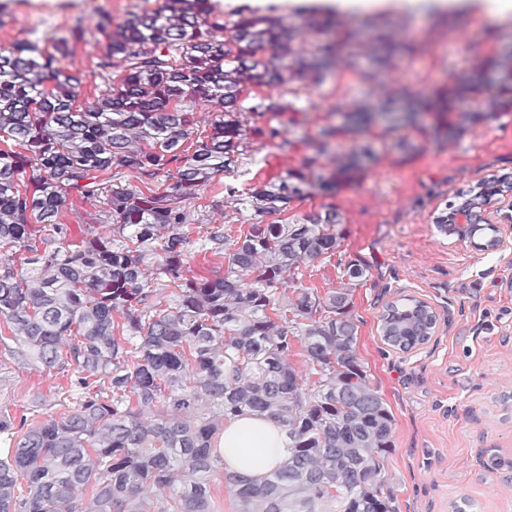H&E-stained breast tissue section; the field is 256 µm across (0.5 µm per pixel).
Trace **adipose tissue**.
I'll use <instances>...</instances> for the list:
<instances>
[{
    "instance_id": "obj_1",
    "label": "adipose tissue",
    "mask_w": 512,
    "mask_h": 512,
    "mask_svg": "<svg viewBox=\"0 0 512 512\" xmlns=\"http://www.w3.org/2000/svg\"><path fill=\"white\" fill-rule=\"evenodd\" d=\"M220 448L232 470L256 477L274 469L287 456L288 438L266 417L244 415L226 423Z\"/></svg>"
}]
</instances>
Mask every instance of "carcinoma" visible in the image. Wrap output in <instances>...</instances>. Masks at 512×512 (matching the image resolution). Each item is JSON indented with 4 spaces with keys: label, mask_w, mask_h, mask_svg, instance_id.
I'll list each match as a JSON object with an SVG mask.
<instances>
[{
    "label": "carcinoma",
    "mask_w": 512,
    "mask_h": 512,
    "mask_svg": "<svg viewBox=\"0 0 512 512\" xmlns=\"http://www.w3.org/2000/svg\"><path fill=\"white\" fill-rule=\"evenodd\" d=\"M109 43L97 62L98 101L76 104L83 79L62 64L82 17L41 45L24 40L0 51V317L18 364L74 377L77 404L29 428L0 414L12 443L0 458V512H216L211 477L223 456L224 423L266 416L288 438V455L255 478L225 469L237 512H396L385 473L393 415L355 353L358 326L349 288L324 297L284 285L294 271L336 250V212L292 224L256 222L237 237L212 215L195 218L196 188L233 172L250 137L274 139L276 126H244L242 85H280L296 59L284 25L250 11L223 34L224 20L203 0H164L122 23L100 15ZM336 50L303 63L310 77L335 64ZM215 107L211 132L194 137L191 107ZM273 118L288 103L254 105ZM297 172L249 189L242 204L281 212L314 183L350 175ZM146 195L121 184L124 172ZM108 173L111 179L100 175ZM28 182L33 191L21 192ZM100 204L93 223H56L71 192ZM462 235L448 216L437 227L485 248L498 228L466 202ZM194 252L222 258L204 275ZM170 291L162 297L164 291ZM383 340L408 352L434 332V315L402 298L381 315ZM301 346L307 372L288 355Z\"/></svg>",
    "instance_id": "obj_1"
}]
</instances>
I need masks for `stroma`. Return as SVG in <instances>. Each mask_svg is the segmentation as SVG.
<instances>
[{
    "label": "stroma",
    "mask_w": 512,
    "mask_h": 512,
    "mask_svg": "<svg viewBox=\"0 0 512 512\" xmlns=\"http://www.w3.org/2000/svg\"><path fill=\"white\" fill-rule=\"evenodd\" d=\"M163 0H0L10 18L0 26V49L25 39L50 43L73 16L85 35L74 41L64 67L82 74L79 99L96 102L99 57L108 45L100 13L126 20L133 4L159 8ZM225 23L243 5L273 7L293 37L297 57L312 60L324 47L347 41L321 81L296 75L287 83L242 89L244 107L284 99L275 119L281 135L253 141L234 172L198 187L195 211L240 190L300 172L319 157L369 148L364 169L342 179L334 193L311 189L292 200L278 220L295 222L331 206L337 248L300 269V285L325 296L344 283L347 266L366 270L351 290L358 325L356 354L393 415L394 445L386 476L397 512H512V223L503 242L478 250L442 235L438 216L476 183L512 175V11L495 0H218ZM403 37H395V30ZM483 82L484 99H462L446 112V137L433 134V112L413 124L379 121L345 130L351 112H380L385 100L447 89L464 78ZM335 129L330 152L318 156L324 129ZM426 302L437 327L411 351L390 347L380 317L403 297ZM69 375L39 364L15 363L0 346V414L37 424L59 416Z\"/></svg>",
    "instance_id": "obj_1"
}]
</instances>
